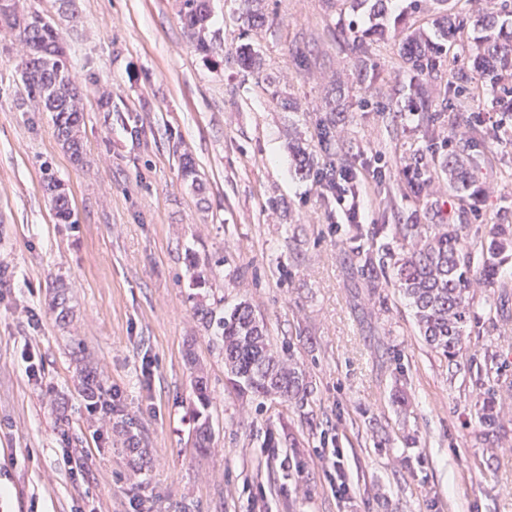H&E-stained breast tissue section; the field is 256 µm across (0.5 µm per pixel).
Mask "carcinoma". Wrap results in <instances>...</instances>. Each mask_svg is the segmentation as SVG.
<instances>
[{
    "label": "carcinoma",
    "instance_id": "cac0c4a2",
    "mask_svg": "<svg viewBox=\"0 0 512 512\" xmlns=\"http://www.w3.org/2000/svg\"><path fill=\"white\" fill-rule=\"evenodd\" d=\"M210 0H182L181 19L185 27L196 31L210 17ZM512 16V0H485L484 9L477 11L475 26L481 35L475 44L472 79L478 85L500 87L501 107L512 112V85L504 82L512 75V24L504 17ZM456 22L441 17L435 22L434 34L420 28L407 27L400 31L404 58L410 61L417 76L428 80L437 76L443 58L454 51L449 40ZM17 37L31 51H58L59 33L52 24L35 23L17 30ZM71 79L67 59L62 66L52 63L34 72L25 81L27 95L40 98L46 111L54 114L58 141L76 164L84 162V146L79 136L83 113L73 109L64 95L51 91L59 78ZM333 115L321 120L318 138L321 154L314 155L298 146L294 148L297 170L307 176H324L320 187L329 191L336 173V107ZM479 160L462 150H451L444 157L448 171V187L465 196L477 198L486 190L473 176ZM46 190L58 223L71 220L69 196L58 192L62 184L51 173L44 174ZM464 224H436L434 231L417 240L406 256L394 263L395 286L414 309L420 335L445 360L452 363L459 357L468 328L478 319L474 310L473 284L484 288H503L500 267L504 254L512 249V226L495 224L490 239L475 250L462 243ZM223 341L224 362L231 364L230 383L239 390L257 395L273 396L284 402L302 404L312 394L311 382L292 363L281 357L272 346L267 326L246 304L217 319ZM92 409L104 418L112 416V400L102 393H89ZM496 393L493 387L484 392L480 421L488 426L498 417Z\"/></svg>",
    "mask_w": 512,
    "mask_h": 512
}]
</instances>
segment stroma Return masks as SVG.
Here are the masks:
<instances>
[{"instance_id": "1", "label": "stroma", "mask_w": 512, "mask_h": 512, "mask_svg": "<svg viewBox=\"0 0 512 512\" xmlns=\"http://www.w3.org/2000/svg\"><path fill=\"white\" fill-rule=\"evenodd\" d=\"M408 2L386 0L385 24L405 15L428 29L473 12L471 0H424L409 15ZM16 7L63 37L85 92L86 162L71 161L51 113L27 97L25 49L0 27V512H512V259L506 290L476 289L480 320L455 366L384 283L403 247L392 225L462 224L477 247L491 225L512 224V121L477 120L495 109L491 86L461 90L476 31L462 30L459 57L422 82L389 36L369 44L360 72L346 26L369 9L349 0H260L259 23L238 0H212L207 55L180 0ZM243 43L257 72L236 61ZM268 76L281 97L264 91ZM335 98L336 164L367 176L365 221L378 227L360 239L291 152L319 153L317 123ZM453 130L481 160L487 192L472 205L434 167ZM187 155L197 180L180 175ZM410 168L431 170L433 186L420 189ZM47 169L69 193L70 223L53 216ZM363 253L382 279L362 275ZM243 302L312 379L304 406L229 382L220 332L199 311ZM91 370L111 420L89 408ZM491 385L507 407L493 428L479 420ZM203 415L206 451L193 441Z\"/></svg>"}]
</instances>
